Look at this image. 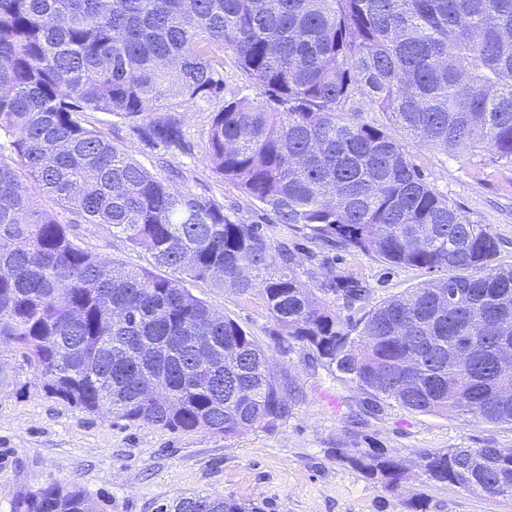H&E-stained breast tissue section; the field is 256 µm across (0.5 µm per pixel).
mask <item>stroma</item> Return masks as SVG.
I'll use <instances>...</instances> for the list:
<instances>
[{
    "instance_id": "stroma-1",
    "label": "stroma",
    "mask_w": 512,
    "mask_h": 512,
    "mask_svg": "<svg viewBox=\"0 0 512 512\" xmlns=\"http://www.w3.org/2000/svg\"><path fill=\"white\" fill-rule=\"evenodd\" d=\"M212 105L197 103L183 112L189 151L171 157L185 178L179 186L223 201L226 211L253 222L254 213L240 192L212 172L206 162ZM91 122L114 144L154 172L162 161L132 138L129 122L96 112ZM428 180L461 205L476 221L491 225L500 242L495 262L512 265V167L476 164L424 146L410 149ZM83 247L107 259L140 268L150 257L110 230L78 225ZM278 237L303 244L310 256L297 273H343L362 280L371 302L429 280L428 271L391 266L356 251H336L307 242L301 233L277 229ZM191 291L215 311L230 316L263 344L275 377L287 380L289 413L235 436L200 429L192 433L89 413L47 397L29 371L23 395L0 390V512H12L16 497L55 482L78 486L99 505V512H157L197 493L251 500L263 512H409L418 494L428 512H512V499H486L463 489L434 485L417 467L423 450L512 448V427L472 418L411 413L395 404L370 410L365 392L336 376L307 350L282 352L270 334L272 322L261 295H239L205 282ZM338 448H385L407 473L395 490L369 480L336 459Z\"/></svg>"
}]
</instances>
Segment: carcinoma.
<instances>
[{
    "instance_id": "1",
    "label": "carcinoma",
    "mask_w": 512,
    "mask_h": 512,
    "mask_svg": "<svg viewBox=\"0 0 512 512\" xmlns=\"http://www.w3.org/2000/svg\"><path fill=\"white\" fill-rule=\"evenodd\" d=\"M254 95L220 97L223 55ZM214 105L207 162L266 224L341 251L445 271L369 309V289L333 274L309 289L302 261L224 202L180 189L118 148L87 114L132 120L165 154L185 150L166 100ZM379 117L363 116L362 106ZM0 385L20 356L45 395L163 429L232 437L288 414V383L236 320L186 286L258 292L273 334L375 400L512 425L497 391L500 343L479 322L512 316L498 240L411 161L408 140L512 164V0H0ZM112 228L154 267L130 269L78 243ZM456 305L441 306L448 291ZM363 314L341 318L333 307ZM483 356L461 365L471 340ZM336 458L395 489L383 448ZM428 479L512 498V452L419 453ZM261 512L197 494L159 512ZM13 512H97L49 484Z\"/></svg>"
}]
</instances>
